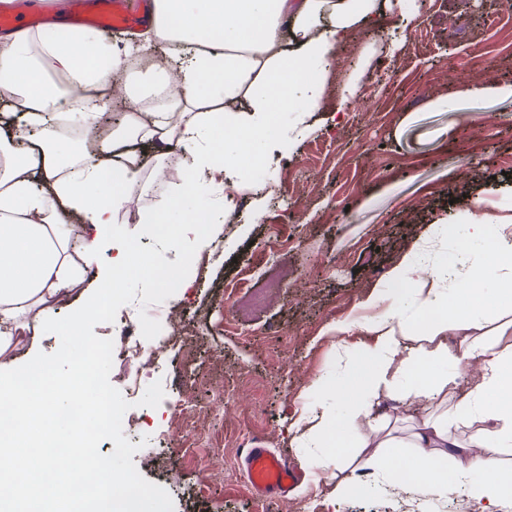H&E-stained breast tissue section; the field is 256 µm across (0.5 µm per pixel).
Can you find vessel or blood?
Wrapping results in <instances>:
<instances>
[{"mask_svg": "<svg viewBox=\"0 0 512 512\" xmlns=\"http://www.w3.org/2000/svg\"><path fill=\"white\" fill-rule=\"evenodd\" d=\"M72 15L81 22L130 29L135 25L126 0H74ZM250 488L258 497L283 499L300 481L302 471L288 457L251 445L241 460Z\"/></svg>", "mask_w": 512, "mask_h": 512, "instance_id": "1", "label": "vessel or blood"}]
</instances>
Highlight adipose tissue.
Returning <instances> with one entry per match:
<instances>
[{
    "label": "adipose tissue",
    "instance_id": "obj_1",
    "mask_svg": "<svg viewBox=\"0 0 512 512\" xmlns=\"http://www.w3.org/2000/svg\"><path fill=\"white\" fill-rule=\"evenodd\" d=\"M156 2L160 18L140 46L172 45L175 70L127 93L129 125L121 136L78 151L51 131L64 123L97 127L128 49L65 24L50 41L29 28L0 36V99L8 107L0 121V368L11 365L26 336L41 335L53 309L82 296L89 272L101 285L96 308L106 311L130 267L131 247L114 238L112 226L144 168L141 145L190 156L201 180L232 175L270 113L299 111L303 97L321 99L324 85L308 78V67L331 73L342 63L340 48L379 22L378 0ZM458 217L468 238L485 243L486 260L466 268L464 286L451 296L450 273L431 262L428 241L410 248L390 278L425 314L417 345L394 307L373 323L353 317L329 326L340 347L356 345L365 369L335 391L344 416L326 410L299 424L309 437L341 428L354 433L358 450L374 447L355 434L357 419L417 372L419 397L441 412L414 426L410 445L418 453L409 464L378 456L389 483L420 495L444 493L477 470L483 478L471 496L481 512H497L512 487V468L500 459L512 442V403L486 411L460 441L454 412L469 401L455 376L434 366L481 360L476 392L512 393V355L486 343L488 322L476 306L489 278L512 291V215L465 210ZM445 458L451 468L441 467Z\"/></svg>",
    "mask_w": 512,
    "mask_h": 512
}]
</instances>
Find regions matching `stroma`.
<instances>
[{"label": "stroma", "instance_id": "obj_1", "mask_svg": "<svg viewBox=\"0 0 512 512\" xmlns=\"http://www.w3.org/2000/svg\"><path fill=\"white\" fill-rule=\"evenodd\" d=\"M422 8L424 20L403 18ZM366 53L371 67L360 93L337 115L328 86L308 125L291 134L293 115L275 113L282 139L263 144L262 173L242 165L232 180L210 188L233 192L238 205L223 215L190 271L195 286L162 310L185 309L196 333L171 342L155 379L165 397L141 407L140 423L124 435L138 450L140 474L171 495L175 512H461L465 485L421 498L393 488L385 472L353 446L308 447L296 423L335 407L325 387L345 382L328 326L362 309L372 291L414 241L447 225L451 262L467 242L460 210L512 213V96L452 104L464 84H512V5L507 0H398L382 13L381 31L357 35L346 64ZM416 402L375 405L359 420L370 432L395 421L407 441ZM203 428L222 457L182 440ZM288 452L305 478L291 497L260 500L241 466L242 435ZM362 485L337 498L338 481Z\"/></svg>", "mask_w": 512, "mask_h": 512}]
</instances>
